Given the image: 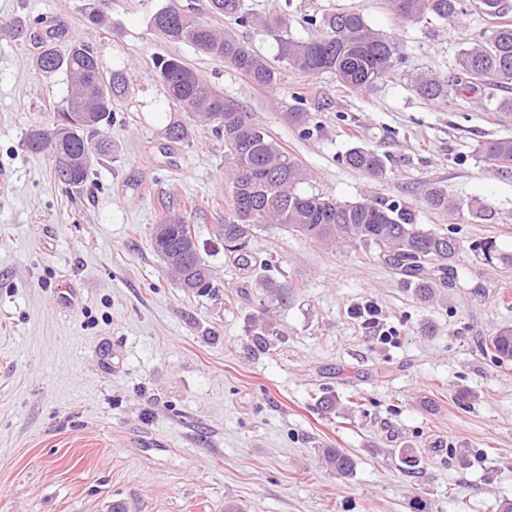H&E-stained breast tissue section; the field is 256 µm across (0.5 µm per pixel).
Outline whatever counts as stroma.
I'll list each match as a JSON object with an SVG mask.
<instances>
[{"instance_id":"stroma-1","label":"stroma","mask_w":512,"mask_h":512,"mask_svg":"<svg viewBox=\"0 0 512 512\" xmlns=\"http://www.w3.org/2000/svg\"><path fill=\"white\" fill-rule=\"evenodd\" d=\"M171 3L211 16L209 0H0V512H111L116 502L125 512H498L512 500V360L491 363L480 345L512 327V174L472 147L512 137V116L497 109L512 90L429 102L410 82L451 75L486 20L402 24L384 0H244L287 14L293 39L314 35L308 18L351 8L396 42L400 80L364 94L330 74L307 81L304 109L318 126L304 138L270 105H292L301 76L285 69L256 89L165 42L150 17ZM18 20L61 28L130 74L112 154L80 192L24 145L67 84L36 74L34 47L9 29ZM170 53L312 172L306 191L398 200L451 231L465 283L425 303L375 247L334 249L279 226L258 232L250 266L238 264L213 234L223 142L199 123L189 142L165 137L178 114L151 69ZM353 146L382 155L385 174L341 164ZM433 185L461 202L455 219L425 207ZM479 202L493 220L473 218ZM166 206L191 212L215 271L204 295L168 277L153 249ZM486 238L501 255L491 265L471 250ZM368 302L382 335L356 314ZM261 313L272 330L263 350L249 334ZM319 395L334 408L318 407ZM328 448L352 456L350 476L325 464Z\"/></svg>"}]
</instances>
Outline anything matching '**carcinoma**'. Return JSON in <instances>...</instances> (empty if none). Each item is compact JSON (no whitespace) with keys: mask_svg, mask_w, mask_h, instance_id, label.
Masks as SVG:
<instances>
[{"mask_svg":"<svg viewBox=\"0 0 512 512\" xmlns=\"http://www.w3.org/2000/svg\"><path fill=\"white\" fill-rule=\"evenodd\" d=\"M386 5L403 23L450 22L470 12L492 20L487 30L460 51L455 74L448 81L427 73L413 77V88L420 98L436 101L453 94L465 97L483 87L512 86V23L506 21V0H386ZM210 8L211 13L239 27L276 35L280 58L302 75L332 74L352 93L370 91L381 82L400 77L395 42L372 29L362 14L350 8L307 19L316 34L305 41L288 38L286 16L275 11L253 13L246 9L244 0H210ZM150 22L163 40L189 44L206 56L221 59L256 86L270 88L280 80V72L266 56L230 31L202 20L191 8L162 7L152 14ZM13 33L15 38L36 45L35 70L40 75L51 77L62 72L70 83L66 105L52 113L46 125L27 133L25 147L47 156L54 178L66 188L82 189L93 167L112 155L108 130L116 103L128 92L126 70H104L97 51L74 38L64 39L52 28L39 34L36 28L18 21ZM153 65V77L177 111L211 126L216 138L224 142L229 201L224 223L216 225L215 233L224 241L226 251L238 254L242 265L249 264L242 251L254 234L282 225L321 243L376 247L377 258L414 285L425 303L434 301L438 289L457 278L453 262L461 244L450 233L418 224L413 209L397 200L364 197L348 203L300 190L299 186L311 179L309 170L265 128L253 123L248 113L226 100L180 57L157 56ZM283 116L302 133H310V113L294 106ZM190 133L187 123L175 120L167 127L166 138L185 143ZM475 151L501 172H512V138L479 144ZM342 162L371 177H380L385 170L377 153L360 146L350 148ZM423 202L450 217L461 208L437 185L427 190ZM190 242L193 247L165 268L176 275L178 283L185 282L188 289L203 293L212 286L211 269L202 257L195 230L184 214L166 212L153 236V248L160 259ZM473 250L489 263L500 258L491 238L478 242ZM485 354L493 363L511 360L512 329L503 328L490 336ZM325 462L343 478L354 469L352 458L339 448L326 449Z\"/></svg>","mask_w":512,"mask_h":512,"instance_id":"1","label":"carcinoma"}]
</instances>
